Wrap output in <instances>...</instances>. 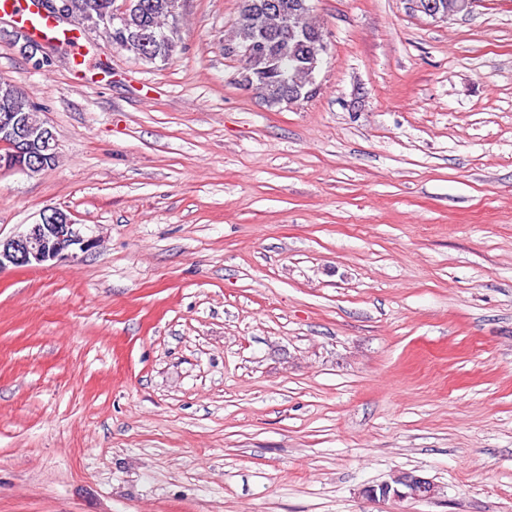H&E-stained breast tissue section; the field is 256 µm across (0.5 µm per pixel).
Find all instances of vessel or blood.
Returning <instances> with one entry per match:
<instances>
[{"mask_svg": "<svg viewBox=\"0 0 512 512\" xmlns=\"http://www.w3.org/2000/svg\"><path fill=\"white\" fill-rule=\"evenodd\" d=\"M0 14L10 17L32 41L68 42L74 52L76 65H83L81 32L74 28L60 26L56 18L41 11L38 0H0Z\"/></svg>", "mask_w": 512, "mask_h": 512, "instance_id": "b4317fda", "label": "vessel or blood"}]
</instances>
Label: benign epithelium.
Segmentation results:
<instances>
[{
  "instance_id": "obj_1",
  "label": "benign epithelium",
  "mask_w": 512,
  "mask_h": 512,
  "mask_svg": "<svg viewBox=\"0 0 512 512\" xmlns=\"http://www.w3.org/2000/svg\"><path fill=\"white\" fill-rule=\"evenodd\" d=\"M475 2L456 0L447 5L440 3V0H414L413 7L434 19H447L470 12ZM324 51L326 44L323 43L320 49L306 53L303 61L308 72L307 83L293 88L289 93L290 101L295 102L314 93L319 61ZM34 146L44 150L57 149L55 135L50 127H29L11 112L0 118L1 169L30 172L31 165H13L11 160ZM99 243V238L88 234L68 213L56 207L48 208L43 211L38 222L27 225L13 237L0 239V271L10 266L44 268L75 261L79 255L96 249ZM363 494L371 501L384 504L407 498L432 499L437 490L429 479L411 471H400L380 484L366 487Z\"/></svg>"
}]
</instances>
